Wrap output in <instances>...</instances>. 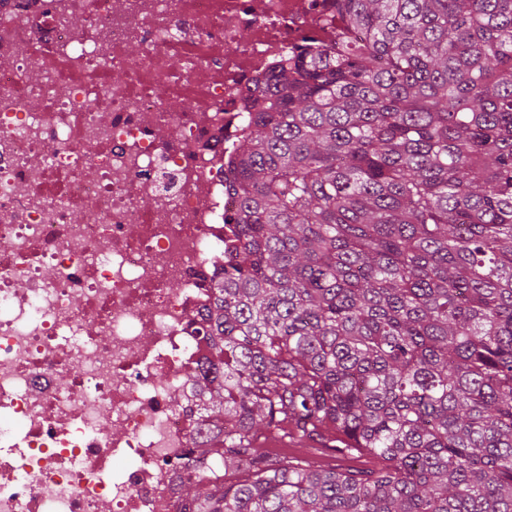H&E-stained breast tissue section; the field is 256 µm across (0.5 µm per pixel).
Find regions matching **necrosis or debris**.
Returning a JSON list of instances; mask_svg holds the SVG:
<instances>
[{"mask_svg": "<svg viewBox=\"0 0 512 512\" xmlns=\"http://www.w3.org/2000/svg\"><path fill=\"white\" fill-rule=\"evenodd\" d=\"M343 32L336 0H0V512H181L247 96Z\"/></svg>", "mask_w": 512, "mask_h": 512, "instance_id": "4bbe7bcc", "label": "necrosis or debris"}]
</instances>
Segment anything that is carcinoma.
I'll use <instances>...</instances> for the list:
<instances>
[{"label":"carcinoma","mask_w":512,"mask_h":512,"mask_svg":"<svg viewBox=\"0 0 512 512\" xmlns=\"http://www.w3.org/2000/svg\"><path fill=\"white\" fill-rule=\"evenodd\" d=\"M336 10L349 36L288 51L252 99L180 495L512 512V0ZM275 430L375 467L274 457Z\"/></svg>","instance_id":"1"}]
</instances>
